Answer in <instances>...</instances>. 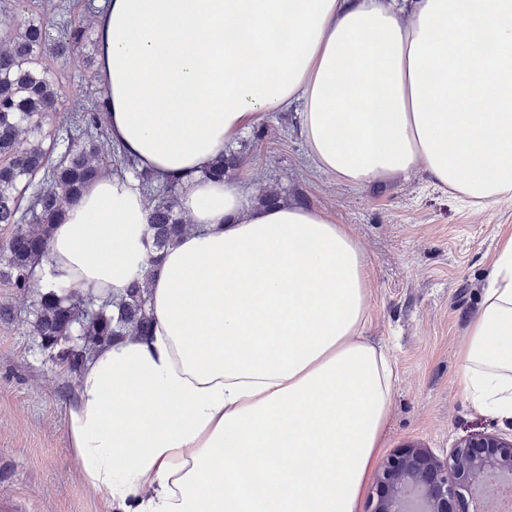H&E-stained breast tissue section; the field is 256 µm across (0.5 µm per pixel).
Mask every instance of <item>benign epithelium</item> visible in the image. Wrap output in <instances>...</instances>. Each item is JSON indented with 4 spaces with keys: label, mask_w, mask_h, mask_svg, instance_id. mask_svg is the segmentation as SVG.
I'll list each match as a JSON object with an SVG mask.
<instances>
[{
    "label": "benign epithelium",
    "mask_w": 512,
    "mask_h": 512,
    "mask_svg": "<svg viewBox=\"0 0 512 512\" xmlns=\"http://www.w3.org/2000/svg\"><path fill=\"white\" fill-rule=\"evenodd\" d=\"M504 474L512 476V434L470 436L456 446L449 464L409 445L383 464L371 512H465L463 491Z\"/></svg>",
    "instance_id": "benign-epithelium-1"
}]
</instances>
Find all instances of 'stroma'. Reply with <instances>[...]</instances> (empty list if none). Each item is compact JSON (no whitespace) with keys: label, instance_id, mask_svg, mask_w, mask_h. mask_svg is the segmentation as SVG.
I'll return each instance as SVG.
<instances>
[{"label":"stroma","instance_id":"35a3bbf8","mask_svg":"<svg viewBox=\"0 0 512 512\" xmlns=\"http://www.w3.org/2000/svg\"><path fill=\"white\" fill-rule=\"evenodd\" d=\"M93 45L55 63L58 113L97 92ZM297 106L273 113L261 134L233 145L246 163L238 181L277 188L283 201L326 211L350 225L361 241L372 278L369 334L396 359L394 389L382 457L417 444L438 458L483 432H512V420L480 412L460 386L458 348L498 239L512 232V202L469 205L430 186L419 174L388 185L353 187L318 169L306 155ZM33 296L0 283V503L12 512H108L105 497L84 483L65 428L76 375L49 360L30 333Z\"/></svg>","mask_w":512,"mask_h":512}]
</instances>
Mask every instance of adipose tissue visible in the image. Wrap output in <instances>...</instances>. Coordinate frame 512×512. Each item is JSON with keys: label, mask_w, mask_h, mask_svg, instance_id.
Listing matches in <instances>:
<instances>
[{"label": "adipose tissue", "mask_w": 512, "mask_h": 512, "mask_svg": "<svg viewBox=\"0 0 512 512\" xmlns=\"http://www.w3.org/2000/svg\"><path fill=\"white\" fill-rule=\"evenodd\" d=\"M96 80L114 144L179 178L193 229L148 276L153 332L82 369L66 430L111 512H358L396 363L367 334L371 280L348 225L202 173L300 107L315 166L355 187L422 173L512 201V0H104ZM148 212L104 175L64 207L40 292L108 298L139 269ZM460 383L512 419V234L458 349Z\"/></svg>", "instance_id": "1"}]
</instances>
